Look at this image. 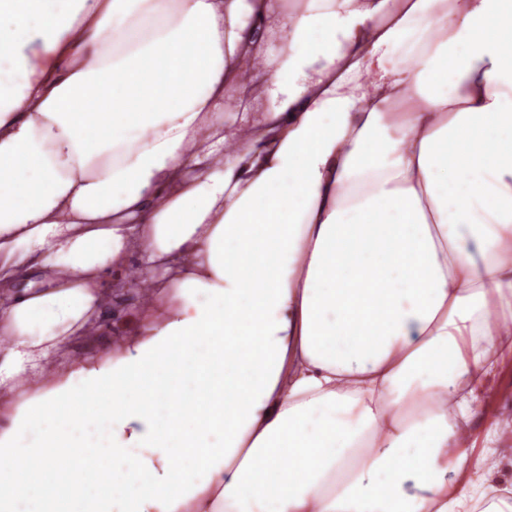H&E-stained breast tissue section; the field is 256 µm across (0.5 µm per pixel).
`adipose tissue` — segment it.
<instances>
[{
    "label": "adipose tissue",
    "instance_id": "adipose-tissue-1",
    "mask_svg": "<svg viewBox=\"0 0 512 512\" xmlns=\"http://www.w3.org/2000/svg\"><path fill=\"white\" fill-rule=\"evenodd\" d=\"M0 0V512L109 400L105 512H478L512 356V0ZM147 289L96 357L129 262ZM241 368L195 461L142 381ZM119 341V337L112 333V330L105 327L97 339L91 343L86 340L74 341L70 346L65 348L58 355L57 362H66L73 356L93 355L98 352L102 347H112ZM202 345H197L192 354L182 357V374L191 375L195 373H204L206 377V385L203 388L201 396L212 401L215 396L222 397V405L224 403V363L215 364L206 360L200 352ZM484 398L486 411L472 423L477 436L474 456H478L483 450L484 432L489 425L501 421L510 422L512 426V357L500 365L484 391Z\"/></svg>",
    "mask_w": 512,
    "mask_h": 512
}]
</instances>
